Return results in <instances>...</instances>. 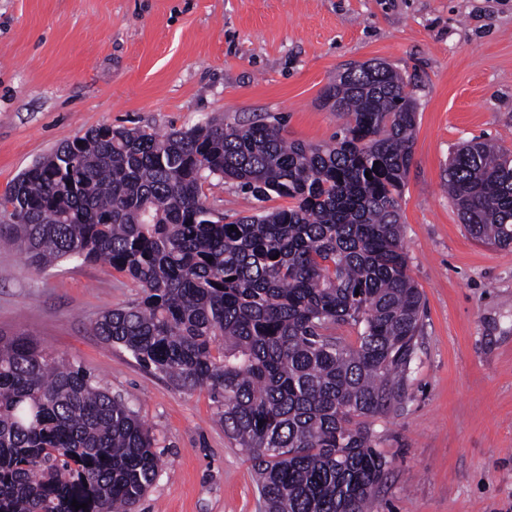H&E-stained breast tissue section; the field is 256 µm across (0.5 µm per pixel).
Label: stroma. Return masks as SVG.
I'll list each match as a JSON object with an SVG mask.
<instances>
[{"label": "stroma", "instance_id": "35a3bbf8", "mask_svg": "<svg viewBox=\"0 0 512 512\" xmlns=\"http://www.w3.org/2000/svg\"><path fill=\"white\" fill-rule=\"evenodd\" d=\"M373 60L418 101L401 222L424 303L407 397L369 421L390 462L375 510L512 512V247L473 239L442 188L469 142L512 150V0H0V195L102 125L163 134L258 113L288 140L331 141L325 86ZM138 296L109 265L37 276L0 249V334L83 366L149 427L161 468L136 512H258L252 463L208 392L91 334Z\"/></svg>", "mask_w": 512, "mask_h": 512}]
</instances>
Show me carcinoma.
<instances>
[{
	"label": "carcinoma",
	"mask_w": 512,
	"mask_h": 512,
	"mask_svg": "<svg viewBox=\"0 0 512 512\" xmlns=\"http://www.w3.org/2000/svg\"><path fill=\"white\" fill-rule=\"evenodd\" d=\"M323 99L345 119L330 143H288L261 119L98 127L0 198V242L28 270L104 261L136 282L140 297L104 311L94 335L209 392L263 512H372L388 459L367 420L402 404L422 331L400 214L414 89L362 63ZM212 177L292 205L226 222L206 206ZM448 198L473 238L512 246L511 150H457ZM160 466L124 399L32 336H0V512H134Z\"/></svg>",
	"instance_id": "cac0c4a2"
}]
</instances>
